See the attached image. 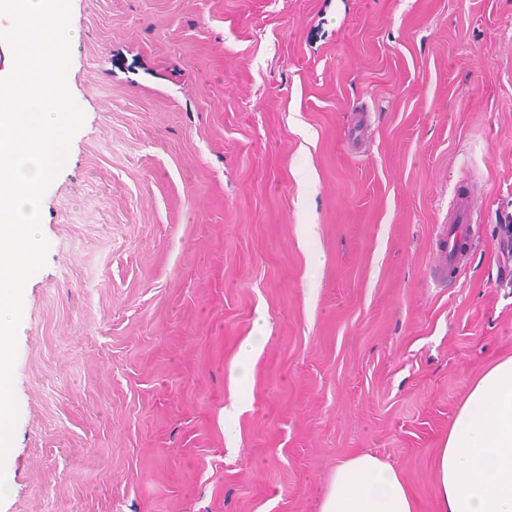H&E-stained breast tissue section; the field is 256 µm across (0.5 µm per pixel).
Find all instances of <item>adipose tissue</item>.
Segmentation results:
<instances>
[{"instance_id": "ef3b65f1", "label": "adipose tissue", "mask_w": 512, "mask_h": 512, "mask_svg": "<svg viewBox=\"0 0 512 512\" xmlns=\"http://www.w3.org/2000/svg\"><path fill=\"white\" fill-rule=\"evenodd\" d=\"M439 512H512V356L489 366L459 406L434 460ZM320 512H420L407 482L370 453L337 463Z\"/></svg>"}]
</instances>
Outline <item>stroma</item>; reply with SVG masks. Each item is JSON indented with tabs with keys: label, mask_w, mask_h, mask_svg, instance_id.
<instances>
[{
	"label": "stroma",
	"mask_w": 512,
	"mask_h": 512,
	"mask_svg": "<svg viewBox=\"0 0 512 512\" xmlns=\"http://www.w3.org/2000/svg\"><path fill=\"white\" fill-rule=\"evenodd\" d=\"M0 512H319L512 355V0H74ZM483 211L433 277L455 194ZM319 260H312V253ZM266 325L245 387L230 376Z\"/></svg>",
	"instance_id": "1"
}]
</instances>
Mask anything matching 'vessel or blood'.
I'll return each mask as SVG.
<instances>
[{
	"mask_svg": "<svg viewBox=\"0 0 512 512\" xmlns=\"http://www.w3.org/2000/svg\"><path fill=\"white\" fill-rule=\"evenodd\" d=\"M475 206L469 198L457 197L448 212V226L434 240V264L437 274L455 280L460 263L470 242L468 230L473 222Z\"/></svg>",
	"mask_w": 512,
	"mask_h": 512,
	"instance_id": "b4317fda",
	"label": "vessel or blood"
}]
</instances>
